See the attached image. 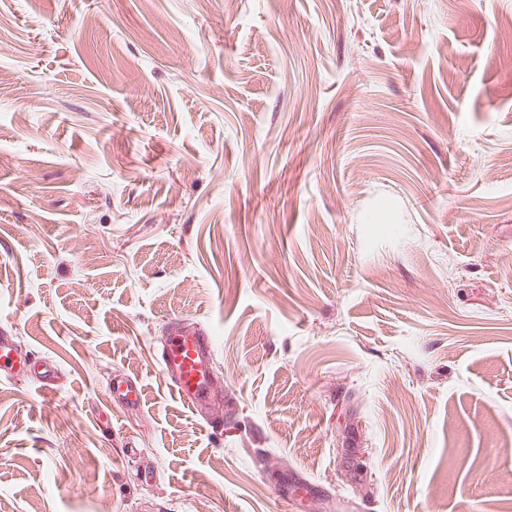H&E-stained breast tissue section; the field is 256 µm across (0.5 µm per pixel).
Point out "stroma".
Listing matches in <instances>:
<instances>
[{"label": "stroma", "mask_w": 512, "mask_h": 512, "mask_svg": "<svg viewBox=\"0 0 512 512\" xmlns=\"http://www.w3.org/2000/svg\"><path fill=\"white\" fill-rule=\"evenodd\" d=\"M0 332V512H512V0H0ZM214 350L208 336L190 331L179 322L169 324V333L158 357L175 393L189 405L207 407L222 397L213 370ZM14 355L19 357V364L23 365V367H27L28 370H37L41 367L39 371V375L42 378V384L51 392L55 389V381L58 379L57 369L54 364L49 363L44 359H33L29 360L27 358H22L19 354L17 346L14 340L10 336H0V361L4 360V364H0V372L5 368L11 367L17 362V360H13Z\"/></svg>", "instance_id": "obj_1"}]
</instances>
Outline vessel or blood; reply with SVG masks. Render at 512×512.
Wrapping results in <instances>:
<instances>
[{"mask_svg":"<svg viewBox=\"0 0 512 512\" xmlns=\"http://www.w3.org/2000/svg\"><path fill=\"white\" fill-rule=\"evenodd\" d=\"M158 363L176 394L189 405L206 407L220 397L209 337L187 330L181 323H170Z\"/></svg>","mask_w":512,"mask_h":512,"instance_id":"b4317fda","label":"vessel or blood"}]
</instances>
